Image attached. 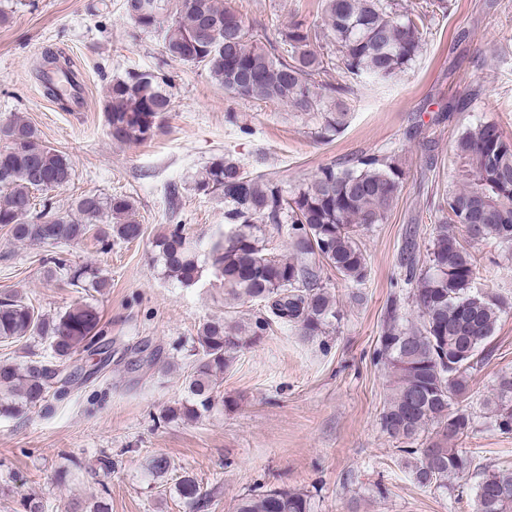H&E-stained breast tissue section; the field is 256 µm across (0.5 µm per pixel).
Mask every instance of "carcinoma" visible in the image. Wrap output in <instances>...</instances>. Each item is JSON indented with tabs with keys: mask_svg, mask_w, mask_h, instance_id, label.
<instances>
[{
	"mask_svg": "<svg viewBox=\"0 0 512 512\" xmlns=\"http://www.w3.org/2000/svg\"><path fill=\"white\" fill-rule=\"evenodd\" d=\"M152 2V13H138L140 2ZM162 0H125L130 20L144 30L162 33L170 59L193 64L240 99L291 104L309 111L325 99L354 92L358 79L385 81L404 71L419 56L426 13H402L397 0H321L324 22L336 43V59H325L312 47L311 31L294 21L271 37L255 33L226 0H177L163 16ZM336 66L344 82L317 83V76ZM163 79L134 73L112 83L105 117L113 140L141 143L151 139L169 112L170 96ZM0 225L10 227L18 242L79 240L92 233L101 248L114 241L133 242L143 235L134 217V202L124 195L88 192L69 210L53 209L49 201L37 218L36 191L66 187L73 168L60 151L42 142L29 124L13 119L0 124ZM455 185L442 198L450 223L435 227L425 261L413 243L403 249L404 286L417 310L414 321L401 312V295L391 299L383 320L378 356L392 377L380 425L411 459L414 481L425 488H446L472 471L483 473L476 486L474 512H512V469L493 468L463 448L474 431V415L459 407L469 397L472 376L488 358L489 339L505 301L473 290L474 256L469 243L493 240L512 246V141L494 122H481L457 139ZM405 170L393 156L371 154L352 159L343 168L324 165L297 190L286 194L270 178L245 170L229 158L206 166L192 184L199 195L224 198V219L231 225L205 258L175 224L154 241L164 275L182 286L198 283L205 272L220 281L224 297L259 303L270 315L245 326L214 318L203 323L195 338L192 371L186 377L187 397L168 409V418L197 421L218 404L216 380L234 355L252 344L276 319L294 325L310 339L326 333L340 320L334 293L322 281L324 266L341 279L360 285L368 262L357 242V230L383 222L399 199ZM285 229L291 253L269 246L261 225ZM70 285L102 292L108 279L93 264L71 266L53 260ZM97 307L84 303L48 315L15 294L0 297V341L40 340L50 357L23 362L0 361V417H18L46 409L58 378L73 358L95 352L103 329ZM483 408L494 428L512 433V372L500 374ZM181 498L202 499L195 479L176 483ZM236 512H312L308 495L271 489L240 499Z\"/></svg>",
	"mask_w": 512,
	"mask_h": 512,
	"instance_id": "1",
	"label": "carcinoma"
}]
</instances>
